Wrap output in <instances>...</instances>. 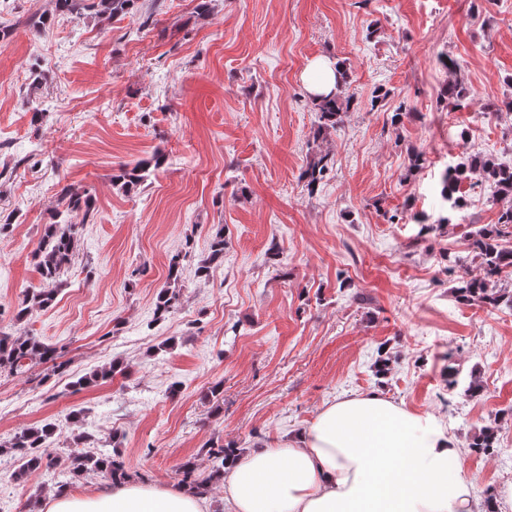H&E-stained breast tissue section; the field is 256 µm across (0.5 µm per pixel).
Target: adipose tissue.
I'll use <instances>...</instances> for the list:
<instances>
[{
  "label": "adipose tissue",
  "instance_id": "ef3b65f1",
  "mask_svg": "<svg viewBox=\"0 0 512 512\" xmlns=\"http://www.w3.org/2000/svg\"><path fill=\"white\" fill-rule=\"evenodd\" d=\"M460 448L437 417L356 393L325 403L278 447L225 466L224 512H480ZM187 488L128 481L52 494L46 512H204Z\"/></svg>",
  "mask_w": 512,
  "mask_h": 512
}]
</instances>
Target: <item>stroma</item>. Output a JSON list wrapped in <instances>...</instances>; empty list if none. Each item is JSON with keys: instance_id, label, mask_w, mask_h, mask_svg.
<instances>
[{"instance_id": "stroma-1", "label": "stroma", "mask_w": 512, "mask_h": 512, "mask_svg": "<svg viewBox=\"0 0 512 512\" xmlns=\"http://www.w3.org/2000/svg\"><path fill=\"white\" fill-rule=\"evenodd\" d=\"M198 4L137 0L119 22L55 16L39 32L28 18L54 0H0V336L39 337L69 364L0 375V441L51 423L66 457L78 411L95 447L176 487L186 461L210 474L209 443L273 448L326 402L375 389L437 414L477 498L512 512V310L457 303L447 271L502 204L467 182L451 223L415 221L437 216L449 167L478 155L512 166L500 107L512 0H209L202 16ZM444 56L460 65L463 106L448 101ZM319 58L344 63L341 93L357 100L322 135L302 81ZM314 149L334 166L311 195L300 174ZM156 151L166 162L144 184L113 186L120 166ZM66 185L92 196L93 216L71 218L78 249L55 302L16 321L44 285L32 253ZM219 227L224 262L197 277ZM180 252V303L159 321L155 296ZM113 363L111 378L73 388ZM475 379L482 391L467 395ZM490 424L498 448L477 455L471 438ZM17 469L0 456V512H45L62 465L20 481Z\"/></svg>"}]
</instances>
